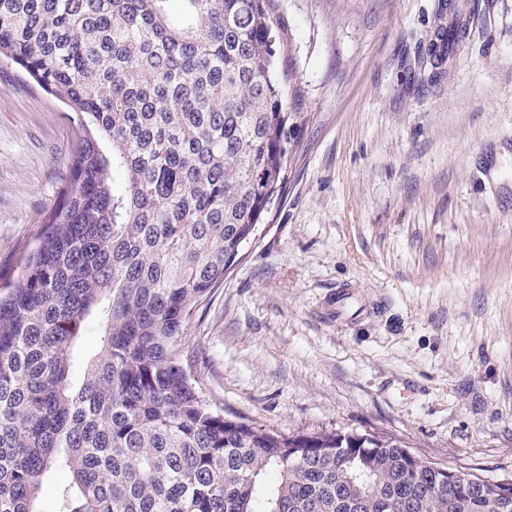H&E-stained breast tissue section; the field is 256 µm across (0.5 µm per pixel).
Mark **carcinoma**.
Wrapping results in <instances>:
<instances>
[{"mask_svg":"<svg viewBox=\"0 0 512 512\" xmlns=\"http://www.w3.org/2000/svg\"><path fill=\"white\" fill-rule=\"evenodd\" d=\"M276 0H0V60L72 112L70 175L0 297V512H512L377 436L233 422L177 342L285 182ZM99 339L74 384L75 346Z\"/></svg>","mask_w":512,"mask_h":512,"instance_id":"carcinoma-1","label":"carcinoma"}]
</instances>
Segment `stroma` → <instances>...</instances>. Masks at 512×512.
Wrapping results in <instances>:
<instances>
[{
  "mask_svg": "<svg viewBox=\"0 0 512 512\" xmlns=\"http://www.w3.org/2000/svg\"><path fill=\"white\" fill-rule=\"evenodd\" d=\"M277 0L298 113L286 184L181 362L225 417L356 429L512 474V0ZM79 132L0 62V294L58 201ZM347 301L337 306V289Z\"/></svg>",
  "mask_w": 512,
  "mask_h": 512,
  "instance_id": "1",
  "label": "stroma"
}]
</instances>
